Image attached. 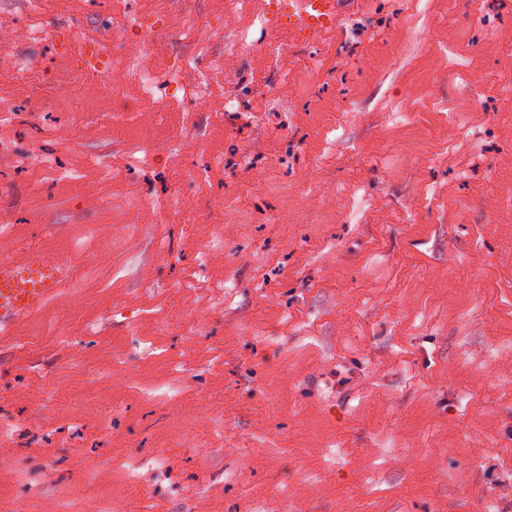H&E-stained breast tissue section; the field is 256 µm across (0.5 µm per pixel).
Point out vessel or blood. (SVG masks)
I'll return each mask as SVG.
<instances>
[{
	"mask_svg": "<svg viewBox=\"0 0 512 512\" xmlns=\"http://www.w3.org/2000/svg\"><path fill=\"white\" fill-rule=\"evenodd\" d=\"M334 0H305L301 24L318 25L333 20ZM66 275L62 262L41 250L20 261H0V328L39 307L60 288Z\"/></svg>",
	"mask_w": 512,
	"mask_h": 512,
	"instance_id": "1",
	"label": "vessel or blood"
}]
</instances>
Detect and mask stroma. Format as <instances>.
<instances>
[{
    "mask_svg": "<svg viewBox=\"0 0 512 512\" xmlns=\"http://www.w3.org/2000/svg\"><path fill=\"white\" fill-rule=\"evenodd\" d=\"M159 7L150 96L141 0H0V255L83 274L0 333V512H512V0ZM305 1L303 9L310 7L316 14H311L306 11L301 13L299 23L303 25H318L331 21L335 18L331 5L334 0H303ZM138 50L142 63L138 69V78L149 87L152 83L154 74V58L166 49V43L159 32L153 35L136 38L132 43Z\"/></svg>",
    "mask_w": 512,
    "mask_h": 512,
    "instance_id": "35a3bbf8",
    "label": "stroma"
}]
</instances>
